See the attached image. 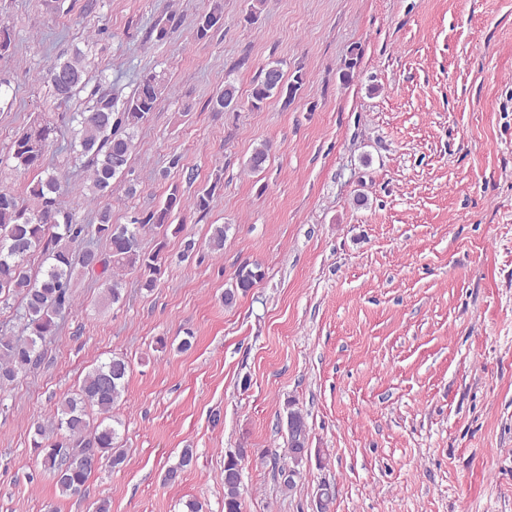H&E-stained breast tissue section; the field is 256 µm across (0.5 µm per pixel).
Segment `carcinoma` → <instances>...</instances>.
I'll return each instance as SVG.
<instances>
[{"instance_id": "cac0c4a2", "label": "carcinoma", "mask_w": 512, "mask_h": 512, "mask_svg": "<svg viewBox=\"0 0 512 512\" xmlns=\"http://www.w3.org/2000/svg\"><path fill=\"white\" fill-rule=\"evenodd\" d=\"M222 21L223 12L218 6L199 16L195 24L196 37L207 38ZM49 81L55 98L64 102L86 89L89 78L85 54L75 50L55 63ZM301 83L299 75L295 76L294 83L287 82L280 65L268 66L252 88V105L258 108L272 95L282 93L287 103ZM164 88V79L149 73L119 104L99 83L90 91L85 106L73 113L71 120L77 123L74 159L84 158L91 167L89 190L93 195H110L112 180L127 172L136 148V133L154 112ZM236 97L237 88L227 82L210 104L214 110L222 111ZM51 133V126L44 124L16 136L9 154L15 169L42 168ZM270 152L269 143L256 147L248 159V167L253 171L262 170ZM220 185L221 177L217 175L211 184L197 191L193 201L196 211L201 214L209 211ZM60 190L61 183L52 173L30 184L27 203L15 193L0 189V304L7 307L9 301L21 300L16 310L19 331L0 330V390L14 382L19 374L41 363L39 344L56 335L57 318L72 306L73 288L79 273L90 269L82 248L89 234L108 245V254L101 258V273L105 275L104 300L114 305L124 300L119 273L137 271L142 286L151 290L165 272L166 258L161 250L152 253L142 250L141 230L148 224H155L171 229L175 236L183 231L181 224L173 227L168 224L172 212L182 205V196L176 187L161 207L132 217L128 224L112 223V213L107 207L98 211L97 223L80 224L73 212L62 206ZM35 251L42 253L45 263L38 277L32 276L25 266L27 258ZM262 278L259 264L242 265L232 287L224 290V305L233 306ZM128 371V361L119 354L97 364L85 374L77 393L60 404L50 424L39 423L35 427L38 440L34 441V447L43 452L44 465L54 473L61 495L82 492L103 463L116 468L125 462V452L117 446V429L106 420L111 418L112 409L125 393ZM93 408L101 415L95 426L90 423ZM308 438L307 429L287 437L286 454L291 465L279 470L285 490L292 489L304 457L308 456L305 452L298 457L294 449L307 447ZM193 457V449H183L178 464L168 469L165 481L175 482L181 471L191 465ZM223 483L224 512H243L239 458L230 455L224 461Z\"/></svg>"}]
</instances>
